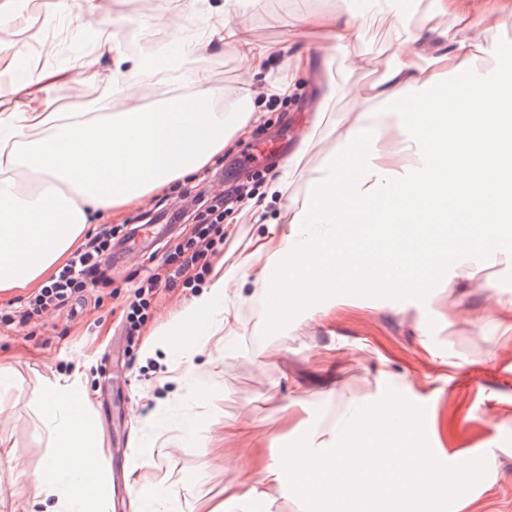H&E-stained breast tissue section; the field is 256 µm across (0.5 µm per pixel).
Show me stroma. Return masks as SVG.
Here are the masks:
<instances>
[{
  "label": "stroma",
  "mask_w": 512,
  "mask_h": 512,
  "mask_svg": "<svg viewBox=\"0 0 512 512\" xmlns=\"http://www.w3.org/2000/svg\"><path fill=\"white\" fill-rule=\"evenodd\" d=\"M53 2L0 0L12 30L0 56L19 51L38 67L71 71L92 60L104 77L119 71L134 82L138 76L127 61L150 54L155 38L172 51L175 34L190 39L211 33L227 16L248 27L265 60L253 84H245V58L215 43L197 65L224 90L214 111L251 101L248 136L230 141L198 174L150 194L120 219L108 211L91 218L95 226L116 220L132 228L140 214L162 203L176 219L159 237L131 246L115 239L106 279L88 288L75 311L50 310L23 326L0 321V368H9L15 383L0 412V440L25 463L21 475L0 467V512H16V492L33 491L53 453L32 393L63 376L82 382L103 427L93 450L100 512H113V482L126 480L149 442L162 454L140 473L142 495L176 486L183 490L178 512H216L226 487L260 485V462L277 456L309 425L336 421L359 400L373 404L387 387L428 404L430 447L446 455L499 449L495 480L463 512H512V314H503L499 304L512 297V240L497 261L449 262L422 293L343 297L330 315L316 310L272 333L259 330L266 311L254 284L238 283L228 290L237 312L233 339L225 344L210 337L185 362L178 359L180 332L169 315L189 304L195 289L159 288L138 342H128L124 326L123 309L134 289L158 272L176 244L195 235L201 203L188 188L199 187L208 197L241 182L252 190L253 205L228 212L224 248L213 264H237L269 225L285 226L287 207L306 199L338 131L355 117L346 87L383 76L392 16L418 23L414 0H392L374 11L365 0H104L100 22H123L121 51L112 55L99 54L58 17ZM312 11L363 16L347 53L304 27L301 18ZM302 51L310 56L307 69L293 95H281L288 63ZM280 182L284 193L270 194ZM184 418L204 429L203 453L183 450L178 423ZM231 422L246 423V432L225 434Z\"/></svg>",
  "instance_id": "1"
}]
</instances>
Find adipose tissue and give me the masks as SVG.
<instances>
[{
  "label": "adipose tissue",
  "mask_w": 512,
  "mask_h": 512,
  "mask_svg": "<svg viewBox=\"0 0 512 512\" xmlns=\"http://www.w3.org/2000/svg\"><path fill=\"white\" fill-rule=\"evenodd\" d=\"M59 13L82 30H94L107 52L118 50L111 27L96 19L100 0H57ZM501 0H429L419 25L395 28L392 64L382 80L351 94L356 119L343 126L309 197L289 208L284 229L259 241L236 266L220 271L181 313L183 343L200 335L230 333L236 314L227 288L250 278L280 314L284 327L295 311L284 289L289 282L319 291L325 309L339 296L376 297L381 290L413 293L427 288L448 258L481 255L483 199L495 191L502 239L512 238V61L491 71L478 68L473 31ZM449 16L452 27L438 19ZM306 24L323 29L333 49L344 52L357 36L354 15L311 12ZM438 37L442 48H431ZM210 38L183 41L179 50L135 60L132 70L156 84L179 83L185 91L145 110L136 106L90 123L78 112H57L53 90L68 80L64 70L29 69L20 81L25 100L0 111V291L29 288L82 238L95 211L119 213L153 190L196 173L226 142L249 133L247 111L217 115L220 88L204 72L184 66L205 56ZM459 80L447 94L449 80ZM401 146L390 150L387 136ZM347 165H337V157ZM25 167L38 185L17 190L10 173ZM322 257L306 265V254ZM344 276H337V267ZM206 330H198L200 314ZM37 400L55 448L47 476L20 512H98L99 473L92 447L100 423L87 407L78 381L60 378Z\"/></svg>",
  "instance_id": "ef3b65f1"
}]
</instances>
